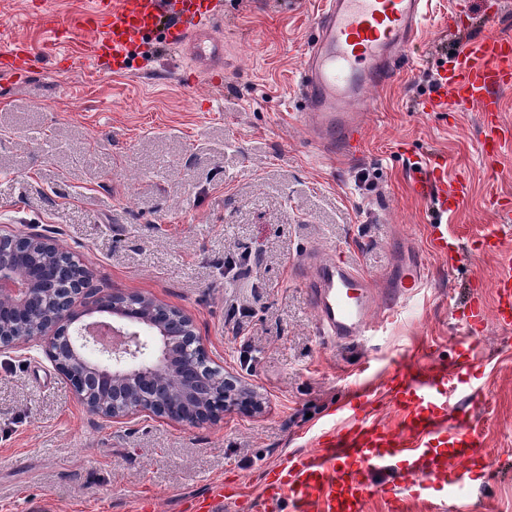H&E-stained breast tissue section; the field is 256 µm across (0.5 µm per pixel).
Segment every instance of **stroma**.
<instances>
[{"label": "stroma", "instance_id": "stroma-1", "mask_svg": "<svg viewBox=\"0 0 512 512\" xmlns=\"http://www.w3.org/2000/svg\"><path fill=\"white\" fill-rule=\"evenodd\" d=\"M224 81L194 73L154 31L120 72L87 64L92 40L63 58L31 0H0V24L39 62L0 78V234L36 233L77 253L101 293L143 294L190 317L211 366L261 396L256 414L196 425L90 413L39 343L0 354V512H159L240 480L259 498L263 470L314 448L347 391L422 350L454 362L463 330L450 307L472 276L492 281L500 253L462 254L500 226L512 152L479 156L480 114L424 112L456 25L512 37V0H430L411 62L366 95L364 156L310 140L296 86L321 0H223ZM448 158L471 194L455 211L411 188L415 166ZM367 182H360L361 174ZM448 228V250L430 240ZM419 256L427 286L361 343L323 339L294 264L339 254L384 286L398 250ZM238 268L225 273L224 259ZM473 414L488 464L461 512H512V328L488 319Z\"/></svg>", "mask_w": 512, "mask_h": 512}]
</instances>
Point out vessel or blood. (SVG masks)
<instances>
[{
  "label": "vessel or blood",
  "instance_id": "vessel-or-blood-1",
  "mask_svg": "<svg viewBox=\"0 0 512 512\" xmlns=\"http://www.w3.org/2000/svg\"><path fill=\"white\" fill-rule=\"evenodd\" d=\"M428 0H323L313 38L301 67L299 93L307 129L324 147L359 160L364 147L361 102L365 92L389 80L397 61L422 31ZM222 14L220 0H93L73 17L72 31L93 34L92 63L111 59L120 65L144 34L165 27L168 45L186 56L196 72L211 81L224 77V41L213 23ZM35 57L14 39H0V71L27 76ZM439 89L421 100L425 112L482 114L481 155L495 159L512 143V126L500 122V93L512 87V38L477 35L457 48L438 73ZM417 194L436 198L441 209L458 206L469 194L464 177L448 175L446 157H434L425 171L414 172ZM304 286L316 312L319 332L331 341H362L378 327L376 316L407 305L426 284L424 272L408 268L378 290L343 257L305 252L298 261ZM497 317L512 326V254H505L491 283ZM457 317L465 337L452 366L430 357L398 364L377 389L357 390L339 407L342 419L323 430L314 449L290 452L263 472L261 501L266 512H364L379 496L391 512H402L406 495L444 497L450 512L467 498L478 478L476 461L484 446L470 413L449 416L478 368L476 344L487 308L475 293ZM393 413L385 419L376 402ZM409 464L408 487L376 482L371 471ZM255 512L252 499L237 483H220L191 498L188 512Z\"/></svg>",
  "mask_w": 512,
  "mask_h": 512
}]
</instances>
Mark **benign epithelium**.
I'll return each mask as SVG.
<instances>
[{
	"instance_id": "obj_1",
	"label": "benign epithelium",
	"mask_w": 512,
	"mask_h": 512,
	"mask_svg": "<svg viewBox=\"0 0 512 512\" xmlns=\"http://www.w3.org/2000/svg\"><path fill=\"white\" fill-rule=\"evenodd\" d=\"M60 248L38 234L0 236V352L20 351L40 339L45 354L71 385L78 401L106 420L142 413L178 423L217 421L235 407L257 404L234 376L191 374L178 344L200 342L192 321L144 295H96L86 279L71 286L48 278V257ZM93 305L76 312V302Z\"/></svg>"
}]
</instances>
